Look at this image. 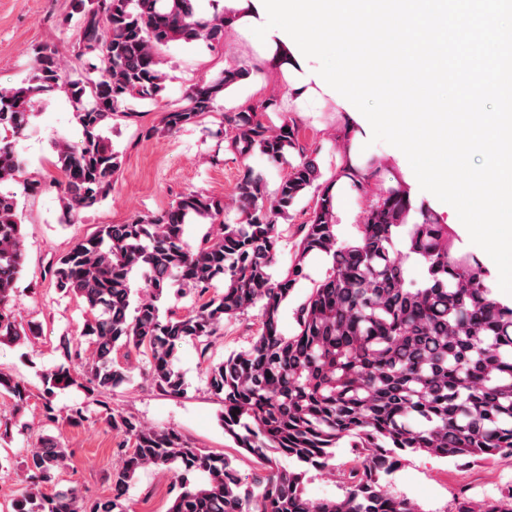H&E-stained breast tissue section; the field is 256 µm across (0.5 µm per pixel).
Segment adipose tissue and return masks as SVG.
<instances>
[{
    "label": "adipose tissue",
    "mask_w": 512,
    "mask_h": 512,
    "mask_svg": "<svg viewBox=\"0 0 512 512\" xmlns=\"http://www.w3.org/2000/svg\"><path fill=\"white\" fill-rule=\"evenodd\" d=\"M224 23L237 32L263 33L262 54L270 68L290 77V92L305 97L312 86L356 116L362 127L370 122L361 102L374 96L360 71L374 69L391 84L415 87L432 76L447 77L448 0H219ZM343 44L350 55L341 66L311 71L308 61L327 44ZM414 112L391 115L401 146L419 140L455 145L465 136L483 142V163L471 172L468 191H482L484 203L500 192H512V152L500 142L512 132V113L461 112L455 117L436 111L432 101L418 96Z\"/></svg>",
    "instance_id": "ef3b65f1"
}]
</instances>
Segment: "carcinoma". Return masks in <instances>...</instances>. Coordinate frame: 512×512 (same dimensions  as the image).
<instances>
[{
    "label": "carcinoma",
    "instance_id": "obj_1",
    "mask_svg": "<svg viewBox=\"0 0 512 512\" xmlns=\"http://www.w3.org/2000/svg\"><path fill=\"white\" fill-rule=\"evenodd\" d=\"M77 7L84 10L78 56L98 60L91 65L96 76L67 74L59 52L41 47L33 50L32 78L0 88V130L14 136L30 124L38 97L62 94L70 103L81 137L54 144L66 223L107 196L121 161L103 132L133 116L125 110L128 100L155 99L164 91L161 49L224 36V13L198 18L193 0H77ZM457 8L470 14V37L492 30L494 5L461 0ZM499 40L501 55L485 67L483 81L507 107L512 87L496 74L512 57V39ZM246 73L231 64L192 88L185 106L164 113V130L196 122ZM272 105L266 99L228 112L224 123L228 147L242 157L259 154L280 165L291 152L300 156L274 198L265 194L264 173L248 167L235 187L233 224L222 220L224 200L190 192L159 214L101 226L50 265L57 291L85 305L79 337L92 351L84 358L74 339H60L63 362L40 374L44 416L58 421L55 391L81 388L101 407L99 419L124 436V452L111 474L112 496L86 501L72 488L56 489L70 452L44 440L21 461L24 489L13 512H123L129 484L149 467L167 469L179 486L167 512H418L382 488L381 474L395 466L398 452L472 460L512 456V306L492 297L488 275L458 248L455 231L430 209H412L400 184L368 199L355 234L339 237L331 184L321 181L295 126L272 129L258 118ZM21 171L14 146L5 142L0 186L17 181ZM310 191L316 201L309 220L301 225L290 265L276 274L277 221ZM192 222L209 225L194 246L184 240ZM318 252L331 255V265L296 310V332L285 335L282 305ZM405 258L424 266L423 282L407 280ZM23 261L17 194L0 190V341L38 335L7 308ZM137 273L145 294L134 303ZM169 288L193 293L191 309L162 313L159 302ZM255 307L259 325L250 346L210 361L224 320ZM188 341L209 361L208 386L224 402V434L268 463L253 486L242 483L229 458L194 446L174 429L117 415L101 400L130 381L133 350L147 357L155 388L184 394L176 362ZM0 393L17 413L28 406L25 383L1 372ZM344 438L355 448L344 498H308L309 472L329 468ZM270 451L289 465L274 461ZM483 512H512V491L484 503Z\"/></svg>",
    "mask_w": 512,
    "mask_h": 512
}]
</instances>
